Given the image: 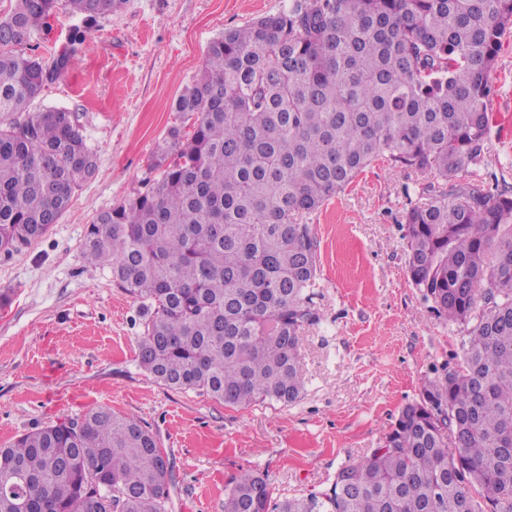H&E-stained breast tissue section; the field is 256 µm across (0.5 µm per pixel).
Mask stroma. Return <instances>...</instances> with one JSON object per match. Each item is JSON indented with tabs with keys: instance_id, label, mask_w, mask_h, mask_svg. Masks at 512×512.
<instances>
[{
	"instance_id": "stroma-1",
	"label": "stroma",
	"mask_w": 512,
	"mask_h": 512,
	"mask_svg": "<svg viewBox=\"0 0 512 512\" xmlns=\"http://www.w3.org/2000/svg\"><path fill=\"white\" fill-rule=\"evenodd\" d=\"M290 0H128L100 19L76 67L34 105L80 114L98 157L70 209L42 239L0 253V445L107 406L150 429L169 456V512H224L240 472L267 475L278 495L322 490L337 469L382 447L401 409L435 371L454 366L460 327L438 319L406 273V209L443 184L380 160L307 216L317 244L320 316L300 341L306 386L290 405L231 408L174 390L139 365L146 320L107 266L82 257L88 224L145 190L150 158L212 39L287 10ZM490 142L472 179L512 188V38L491 75Z\"/></svg>"
}]
</instances>
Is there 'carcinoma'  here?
Instances as JSON below:
<instances>
[{
  "label": "carcinoma",
  "mask_w": 512,
  "mask_h": 512,
  "mask_svg": "<svg viewBox=\"0 0 512 512\" xmlns=\"http://www.w3.org/2000/svg\"><path fill=\"white\" fill-rule=\"evenodd\" d=\"M60 0L0 14V252L41 239L96 169L76 115L32 110L127 0L82 16L54 66L25 52ZM512 0H291L224 31L174 103L150 187L98 213L82 256L148 311L140 366L226 406L297 401L303 330L319 322V210L379 158L449 189L403 216L407 276L463 328L461 360L426 382L385 445L331 485L275 496L245 471L224 512H512V192L467 180L488 150L490 75ZM173 466L137 420L98 406L0 446V512H167Z\"/></svg>",
  "instance_id": "carcinoma-1"
}]
</instances>
